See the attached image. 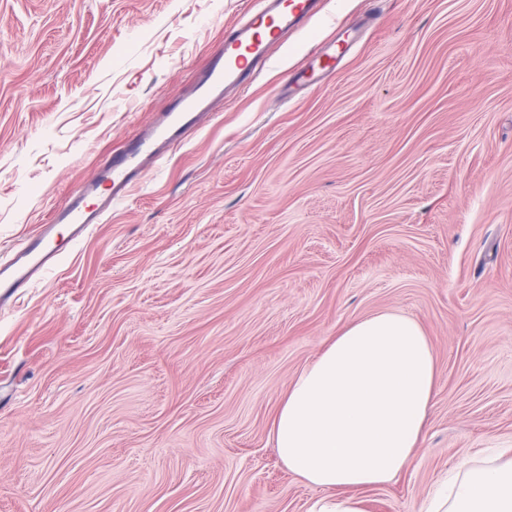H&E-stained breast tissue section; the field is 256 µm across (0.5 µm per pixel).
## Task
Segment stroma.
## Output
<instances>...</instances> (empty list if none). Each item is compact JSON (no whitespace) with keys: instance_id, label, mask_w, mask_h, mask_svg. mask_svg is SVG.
Masks as SVG:
<instances>
[{"instance_id":"1","label":"stroma","mask_w":512,"mask_h":512,"mask_svg":"<svg viewBox=\"0 0 512 512\" xmlns=\"http://www.w3.org/2000/svg\"><path fill=\"white\" fill-rule=\"evenodd\" d=\"M253 2L0 0V254L191 94ZM342 27L353 51L285 102ZM216 111L0 307V512H309L272 417L386 310L438 381L367 512L512 447V0H325Z\"/></svg>"}]
</instances>
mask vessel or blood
<instances>
[{"mask_svg":"<svg viewBox=\"0 0 512 512\" xmlns=\"http://www.w3.org/2000/svg\"><path fill=\"white\" fill-rule=\"evenodd\" d=\"M323 0H261L259 10L237 23L208 67L199 74L193 96L180 100L147 131L134 135L126 150L86 180L69 202L55 211L49 223L40 225L24 239L19 250L0 257V299L11 300L29 288L33 280L55 264L61 255L56 227H70L72 240L82 238L91 225L101 223L114 201L123 198L143 163L161 165L167 158L165 146L181 131L190 128L196 115L222 99L230 88L245 87L260 65L268 59L271 41L284 40L310 21ZM352 42L338 38L312 53L308 66L296 73V85L315 84L349 53ZM108 194H101V186Z\"/></svg>","mask_w":512,"mask_h":512,"instance_id":"vessel-or-blood-1","label":"vessel or blood"}]
</instances>
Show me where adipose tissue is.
Wrapping results in <instances>:
<instances>
[{
  "mask_svg": "<svg viewBox=\"0 0 512 512\" xmlns=\"http://www.w3.org/2000/svg\"><path fill=\"white\" fill-rule=\"evenodd\" d=\"M436 379L428 337L401 313L352 321L328 339L289 385L269 432L289 473L321 490L310 512H366L360 490L410 464ZM420 512H512V452L464 463Z\"/></svg>",
  "mask_w": 512,
  "mask_h": 512,
  "instance_id": "1",
  "label": "adipose tissue"
}]
</instances>
